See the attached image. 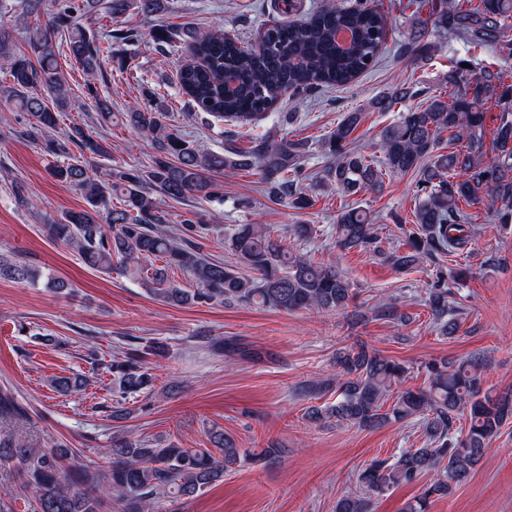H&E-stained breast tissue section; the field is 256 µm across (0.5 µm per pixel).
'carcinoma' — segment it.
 <instances>
[{"instance_id": "cac0c4a2", "label": "carcinoma", "mask_w": 512, "mask_h": 512, "mask_svg": "<svg viewBox=\"0 0 512 512\" xmlns=\"http://www.w3.org/2000/svg\"><path fill=\"white\" fill-rule=\"evenodd\" d=\"M414 6L413 28L397 45L400 57L425 63L436 52L431 32L457 38L498 56L480 69L464 68L458 60L448 68L449 95H430L385 127L379 136L381 157L350 148L349 138L360 113L349 112L322 143L330 161L318 187H333L358 196L383 188L387 175L413 173V224L404 249L385 250L374 231L372 216L356 206L337 217L338 246L361 248L381 256L397 270H407L437 253L454 254L470 243L473 225L466 207L479 203L501 224H512V83L503 67L512 65V0H409ZM170 0H0V68L10 84H0V112L26 115L24 135L39 143L54 159L50 174L78 190L85 206L50 218L49 234L76 250L90 268L110 273L118 268L161 301L171 305L239 302L294 311H345L354 288L337 269L312 257L294 255L263 224H236L224 245L253 275L203 253L198 237L205 230L197 213L182 214L180 235L164 229L168 213L159 193L172 200L199 196L222 201L224 186L209 178L238 167L259 168L268 192L297 210L312 205L302 191V142L255 138L247 149L229 147L224 153L205 151L169 122L168 105L146 88L141 100L121 113L123 123L150 140L153 154L145 169L89 163L85 153L108 159L107 139H94L85 123L62 125L70 105L60 71L57 35L66 34L70 57L88 77L86 95L100 120L112 119L107 99L96 86L104 66L126 64V47L144 36L135 27L105 30L92 22H120L136 11L150 24L148 42L157 51L184 41L195 58L178 75L180 87L193 107L221 122L244 125L264 118L284 95L303 97L322 88L342 87L372 68L387 39V20L368 0L338 7L325 2L303 20L279 21L260 36V47L243 46L237 38L194 30L179 31L163 24ZM8 14L23 19L24 43L16 45L1 27ZM417 95L397 86L380 96L373 107L384 111ZM498 109L493 129L492 162L483 160L488 105ZM464 145L443 152L444 134ZM117 198L120 205H112ZM160 264H155V261ZM172 266L192 276L196 288H178L168 279ZM457 276L442 272L427 283L426 303L433 324L443 336L457 324L448 319V298ZM36 285L41 270L12 255L0 254V278ZM168 356V345L155 339L130 348L107 369L121 398L152 386L153 376L142 365L145 355ZM336 400L307 408L306 417L320 424H347L379 429L392 423L420 421L424 443L375 460L362 470L355 488L337 501L335 512H374L375 502L389 490L427 479L421 496L402 512H427L430 498L450 495L481 461L489 442L512 419V396L482 388V359L473 355L458 363L432 361L426 365L427 385L404 387L406 368L364 343L336 353ZM85 379L57 377L56 391L79 392ZM331 386L310 381L299 387L302 398L316 399ZM467 414L466 434H456L457 415ZM14 397L0 393V418H23ZM210 448L165 446L146 439L118 438L108 452L109 467L92 470L72 463L73 450L61 441L36 448L20 435H0V462L10 460L20 489L35 490L31 512H152L162 499L191 498L240 461V450L222 430L210 434Z\"/></svg>"}]
</instances>
